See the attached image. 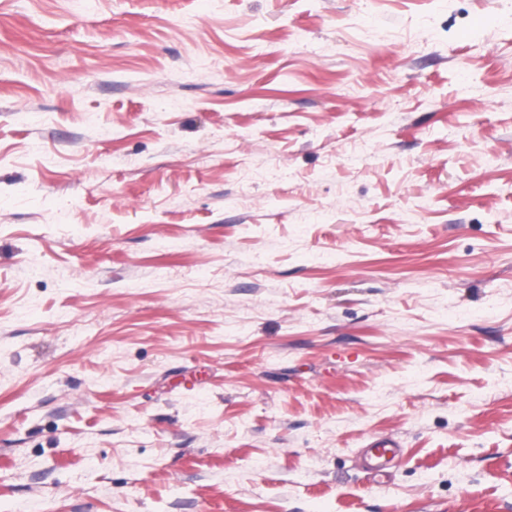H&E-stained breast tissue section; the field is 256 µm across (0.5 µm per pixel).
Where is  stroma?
Segmentation results:
<instances>
[{"instance_id": "1", "label": "stroma", "mask_w": 512, "mask_h": 512, "mask_svg": "<svg viewBox=\"0 0 512 512\" xmlns=\"http://www.w3.org/2000/svg\"><path fill=\"white\" fill-rule=\"evenodd\" d=\"M510 10L0 0V512H512Z\"/></svg>"}]
</instances>
